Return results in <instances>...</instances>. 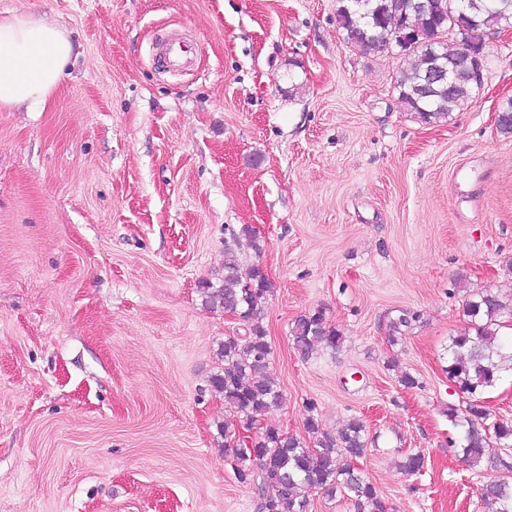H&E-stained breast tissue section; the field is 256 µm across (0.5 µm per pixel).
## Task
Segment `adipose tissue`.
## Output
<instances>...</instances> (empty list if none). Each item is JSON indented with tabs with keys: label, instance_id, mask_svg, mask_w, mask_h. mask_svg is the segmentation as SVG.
<instances>
[{
	"label": "adipose tissue",
	"instance_id": "obj_1",
	"mask_svg": "<svg viewBox=\"0 0 512 512\" xmlns=\"http://www.w3.org/2000/svg\"><path fill=\"white\" fill-rule=\"evenodd\" d=\"M72 52L65 34L36 16L0 19V106H43Z\"/></svg>",
	"mask_w": 512,
	"mask_h": 512
}]
</instances>
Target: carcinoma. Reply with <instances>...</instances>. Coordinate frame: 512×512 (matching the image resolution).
I'll return each instance as SVG.
<instances>
[{
  "label": "carcinoma",
  "instance_id": "cac0c4a2",
  "mask_svg": "<svg viewBox=\"0 0 512 512\" xmlns=\"http://www.w3.org/2000/svg\"><path fill=\"white\" fill-rule=\"evenodd\" d=\"M336 20L345 41L363 50L398 54L405 58L394 89L406 111L423 124H437L464 108L479 90L477 66L461 62L459 50H448L445 38L455 34L459 42L484 50L487 31L512 28V0H336ZM441 66L447 76L426 83L430 71ZM498 133L512 137V99L499 107ZM272 283L261 267L244 270L233 261L225 264L218 287L200 285L203 304L210 309L235 312L250 324L244 337L226 336L217 350L221 366L210 377L212 390L233 407L236 422L220 428L224 456L236 461V479L256 488L259 512H308L310 492L320 489L329 496L349 498L356 512H391L389 501L378 493L352 464L362 456L368 441L358 419L349 420L339 437L320 430L316 405H306L305 426L313 435L314 448L281 429L262 424V417L284 401L278 378L270 371L271 345L259 317V307L271 293ZM464 332L450 338L448 379L466 397L463 408L449 407L448 420L462 428L450 447L472 468L492 463L499 471L512 472V459L493 446H512V423H488L490 413L475 395L494 386L512 372V340L498 338L505 319L512 318V293L480 288L465 302ZM298 355L308 360L320 350L334 352L343 336L314 310L296 319L290 328ZM256 430L252 446L231 444L236 429ZM424 455L407 454L400 470L407 476L421 472ZM274 494L269 495L266 490ZM481 500L492 512H512V480L490 477L478 488Z\"/></svg>",
  "mask_w": 512,
  "mask_h": 512
}]
</instances>
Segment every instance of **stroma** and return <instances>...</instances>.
Instances as JSON below:
<instances>
[{
  "mask_svg": "<svg viewBox=\"0 0 512 512\" xmlns=\"http://www.w3.org/2000/svg\"><path fill=\"white\" fill-rule=\"evenodd\" d=\"M15 14L74 54L41 111L0 108V512H258L209 385L247 331L199 292L229 249L273 284L284 402L266 423L305 437L310 401L328 434L359 418L354 465L393 512H488L492 470L448 446L463 399L446 367L469 291L512 286V137L495 128L512 30L486 39L467 108L425 125L397 99L402 58L348 44L336 0H0ZM171 34L197 45L187 74L153 59ZM245 225L258 247L229 248ZM315 309L344 341L306 361L290 327Z\"/></svg>",
  "mask_w": 512,
  "mask_h": 512,
  "instance_id": "35a3bbf8",
  "label": "stroma"
}]
</instances>
